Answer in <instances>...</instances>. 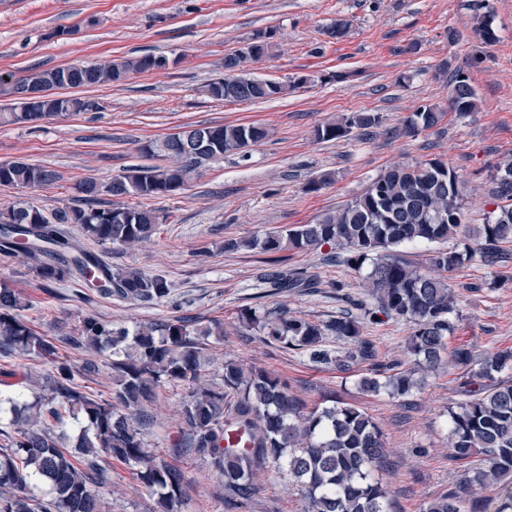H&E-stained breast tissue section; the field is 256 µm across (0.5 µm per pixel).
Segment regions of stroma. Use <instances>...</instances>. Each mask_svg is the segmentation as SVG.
Returning <instances> with one entry per match:
<instances>
[{
  "label": "stroma",
  "mask_w": 512,
  "mask_h": 512,
  "mask_svg": "<svg viewBox=\"0 0 512 512\" xmlns=\"http://www.w3.org/2000/svg\"><path fill=\"white\" fill-rule=\"evenodd\" d=\"M476 0H0V71L21 73L75 62L121 59L143 53L169 58L168 68L131 76L119 86L81 89L86 111L35 127H0V163L22 159L59 172V180L35 189L0 187V207L23 199L52 213L73 204L76 185L88 178L108 182L134 166L156 159L143 145L187 125L259 123L269 139L247 157L225 156L193 177L183 193L148 200L166 214L150 241L108 250L112 263L147 273L164 271L172 282L168 304L142 305L98 295L77 283L48 290L16 258L0 255V279L30 307L24 316L40 335L56 342L60 360L78 365L85 351L66 344L83 318L117 325L176 316L198 327L220 322L206 352L257 366L286 379L308 405L336 395L363 407L380 426L394 464L384 480L390 512H420L424 501L447 491L462 467L449 458L448 409L461 399L454 374L426 376L403 399L360 390L366 365L340 371L335 363L269 344L258 328L243 325L242 309L263 303L313 322L335 319L349 300L367 299L366 271L322 264L315 253L258 250L228 252L227 238H262L307 224L361 194L391 166L439 158L466 183L467 223H482L487 208V174L512 155V0H490L496 40L475 35ZM349 20L347 37L325 33L336 19ZM456 40H449V31ZM267 33L273 48L252 75L287 80L311 76L287 97L264 102L216 101L200 91L223 77L226 53L254 35ZM479 64H472L473 56ZM465 67L478 107L460 117L448 109V82L441 64ZM346 74L343 82L334 81ZM444 111L440 125L415 137L363 138L358 133L328 142L315 140L317 125L352 112H376L385 126L402 127L418 106ZM332 182L316 192L306 184L324 173ZM301 269L322 283L314 293L259 298L257 277L271 269ZM345 299H337L336 285ZM458 318L451 343L480 354L512 348V266L488 268L472 261L450 272ZM379 362L404 357L408 330L402 322L364 323ZM189 385L166 386L145 405L143 431L160 459L183 471L187 512H224L223 479L179 449V416ZM109 480L105 512H153L154 501L127 463L104 458ZM250 512H299L297 486L274 471L259 473Z\"/></svg>",
  "instance_id": "stroma-1"
}]
</instances>
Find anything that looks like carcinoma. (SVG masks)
<instances>
[{
    "mask_svg": "<svg viewBox=\"0 0 512 512\" xmlns=\"http://www.w3.org/2000/svg\"><path fill=\"white\" fill-rule=\"evenodd\" d=\"M257 58L233 51L224 55V75L238 78L230 86L212 80L202 86L206 96L228 101H268L275 91L270 80L251 77L248 65ZM168 66V58L146 53L121 61L81 62L66 67L35 69L23 75H0V125L34 124L83 112L86 103L70 91L112 85L132 74ZM28 84L50 90L43 112H21L18 93ZM453 112L464 116L477 109L475 90L463 69L448 81ZM443 113L421 105L403 128L388 135L418 136L438 126ZM382 126L375 112H353L314 129L315 138L328 141L356 129L368 134ZM204 131L210 146L188 152L185 138L168 135L144 147L165 160L163 165L132 167L106 184L87 179L77 186V204L52 215L32 202L18 200L0 210V254L18 257L47 288L74 278L100 295L123 300L164 302L173 286L161 274H146L107 262L104 256L76 244L64 228L73 224L80 234L102 245L129 248L151 238L165 216L143 205L119 202L124 197H171L187 189L189 175L221 162L226 154L248 153L266 140L262 124H220L188 127L183 133ZM57 173L23 160L0 164V186L31 189L52 182ZM489 196L499 202L483 224H464L462 180L438 158L398 164L374 178L362 194L311 224H298L262 239L224 240V250L260 249L274 254L286 248L321 251L326 263L342 262L352 269L370 266L371 299L359 304L362 316H340L324 324L285 312L244 309L241 321L263 331L278 347L306 352L315 361L336 360L347 371L367 363L371 374L360 380L368 393L386 392L391 398L410 395L423 374L440 368L443 360L458 370L457 409L448 410L450 458L461 462L462 477L439 496L422 504L420 512H483V493L501 489L496 512H512V379L499 374L512 370V350L497 348L482 356L465 344L449 346L454 331L450 315L456 296L442 272L460 268L474 257L487 267H506L512 251V156L489 173ZM464 233L460 245L437 248L430 258L434 273L418 270L389 252L410 243H440ZM329 251L324 252L322 248ZM277 293L302 288L314 292L319 282L302 272H276L264 279ZM28 304L0 280V351L34 355L52 370L39 385L47 394H0L10 404L13 433L0 444V512H102L98 488L108 481L101 461L116 457L136 468L147 491L155 496L156 512H183L186 482L183 473L147 447L141 427L145 403L165 385H192L180 417L186 428L183 451L191 453L224 479L225 512H245L253 500L256 472L270 465L303 487L302 512H388V491L379 477L393 451L382 432L361 407L332 400L330 406L309 408L288 390L280 376L264 369H245L237 361L221 364L222 386L199 384L205 365L200 337L224 335L221 324L205 330L176 317L137 325L130 331L95 317L82 320L69 337L76 349L112 350V401L97 402L82 395L76 376L98 371L91 360L75 367L58 360L57 346L38 334L24 318ZM403 322L405 346L415 366L400 370L375 363L373 343L362 336V322ZM353 346L332 357L324 349L328 336ZM82 418L74 450L47 423L65 416ZM46 487L50 497L35 489Z\"/></svg>",
    "mask_w": 512,
    "mask_h": 512,
    "instance_id": "obj_1",
    "label": "carcinoma"
}]
</instances>
